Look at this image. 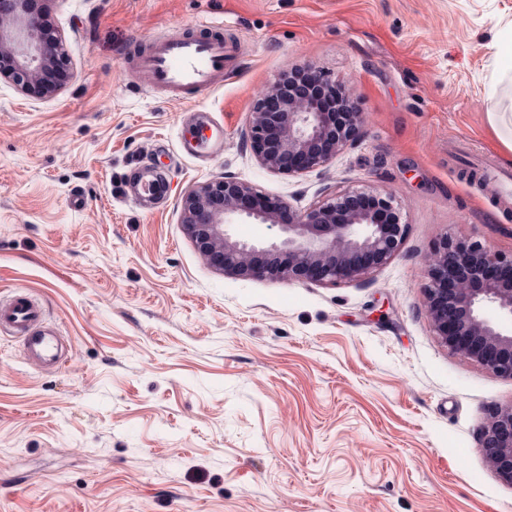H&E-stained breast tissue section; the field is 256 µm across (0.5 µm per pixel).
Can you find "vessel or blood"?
<instances>
[{
	"instance_id": "obj_1",
	"label": "vessel or blood",
	"mask_w": 512,
	"mask_h": 512,
	"mask_svg": "<svg viewBox=\"0 0 512 512\" xmlns=\"http://www.w3.org/2000/svg\"><path fill=\"white\" fill-rule=\"evenodd\" d=\"M217 27V22L202 21L190 34L156 40L136 66L148 76L151 88L166 92L175 101L191 92L215 89L235 72L233 54L217 35ZM0 333L22 335L25 354L36 366L60 365V338L42 328L41 310L29 299L0 302Z\"/></svg>"
}]
</instances>
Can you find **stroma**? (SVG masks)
I'll return each instance as SVG.
<instances>
[{"mask_svg":"<svg viewBox=\"0 0 512 512\" xmlns=\"http://www.w3.org/2000/svg\"><path fill=\"white\" fill-rule=\"evenodd\" d=\"M69 78L35 99L0 80V301L41 307L65 344L40 369L0 336V512H512L481 446L512 379L448 350L424 306L442 238L512 252V176L487 97L512 0H45ZM202 19L235 78L188 103L135 58ZM348 89L362 137L325 167L263 168L245 137L289 68ZM224 150L188 156L194 117ZM162 190L135 198L142 174ZM231 176L298 210L389 195L394 258L359 280L239 279L207 264L182 199Z\"/></svg>","mask_w":512,"mask_h":512,"instance_id":"35a3bbf8","label":"stroma"}]
</instances>
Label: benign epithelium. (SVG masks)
Returning <instances> with one entry per match:
<instances>
[{"label":"benign epithelium","instance_id":"1","mask_svg":"<svg viewBox=\"0 0 512 512\" xmlns=\"http://www.w3.org/2000/svg\"><path fill=\"white\" fill-rule=\"evenodd\" d=\"M35 0H0V78L40 98L60 84L52 72L69 64L62 38L46 29ZM344 119L336 121V83L312 69H291L270 86L250 112L252 152L267 170L301 174L331 162L362 134L363 118L341 89ZM183 224L199 253L216 270L245 279L335 283L357 280L390 261L405 225L391 197L348 191L304 211L266 197L233 177L199 185L182 200ZM274 224L279 243L258 246L232 238L237 216ZM426 312L437 336L454 353L512 379V328L486 314L512 317V254L477 241L444 239L430 258L424 287ZM488 462L512 484V405L487 422Z\"/></svg>","mask_w":512,"mask_h":512}]
</instances>
